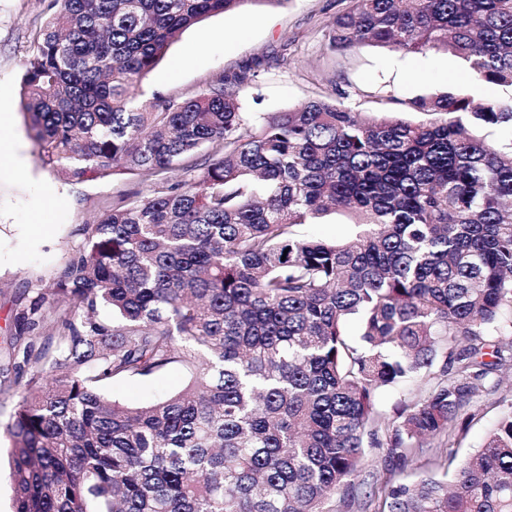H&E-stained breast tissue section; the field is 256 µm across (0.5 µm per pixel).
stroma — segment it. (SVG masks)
<instances>
[{"instance_id":"35a3bbf8","label":"stroma","mask_w":512,"mask_h":512,"mask_svg":"<svg viewBox=\"0 0 512 512\" xmlns=\"http://www.w3.org/2000/svg\"><path fill=\"white\" fill-rule=\"evenodd\" d=\"M46 0H0V113H10V127L0 135L18 149L0 155V512L13 510V485L5 430L13 394L27 379L23 350L33 338L16 320L18 312L38 300L58 271L81 245L78 225L92 223L112 201L145 192L144 176L124 173L82 183L41 162L29 135L30 116L21 99L27 59L43 24ZM343 0H247L239 10L208 16L183 31L164 60L142 81L143 98L161 93L184 98L201 92L214 78L241 73L255 60L264 66L240 88L246 112H283L323 96L360 112L377 111L371 92L390 97L386 109L401 118L426 121L425 113L406 108L408 99L466 88L476 101L507 98L512 90L466 84L461 60L446 51L402 55L365 46L337 54L327 48L331 21ZM190 371L174 365L145 380L107 382L103 393L132 406L181 391ZM481 417L459 437L454 450L465 457L483 443L512 395L506 390L481 394ZM424 457L393 468L383 448L367 451L365 468L354 490L363 497L370 484L388 474L410 481L423 470Z\"/></svg>"}]
</instances>
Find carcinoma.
I'll return each mask as SVG.
<instances>
[{
  "instance_id": "carcinoma-1",
  "label": "carcinoma",
  "mask_w": 512,
  "mask_h": 512,
  "mask_svg": "<svg viewBox=\"0 0 512 512\" xmlns=\"http://www.w3.org/2000/svg\"><path fill=\"white\" fill-rule=\"evenodd\" d=\"M247 2L51 0L22 80L43 164L164 188L80 225L17 316L54 333L25 347L6 425L14 512H336L368 445L400 461L440 448L512 373V96H416L422 123L322 98L247 113L244 73L139 98L183 30ZM345 2L329 50L443 48L471 81L512 88V0ZM331 211L353 238L297 234ZM177 364L189 384L147 406L101 391ZM415 381L387 423L377 392ZM363 507L512 512V405L474 453L434 455Z\"/></svg>"
}]
</instances>
